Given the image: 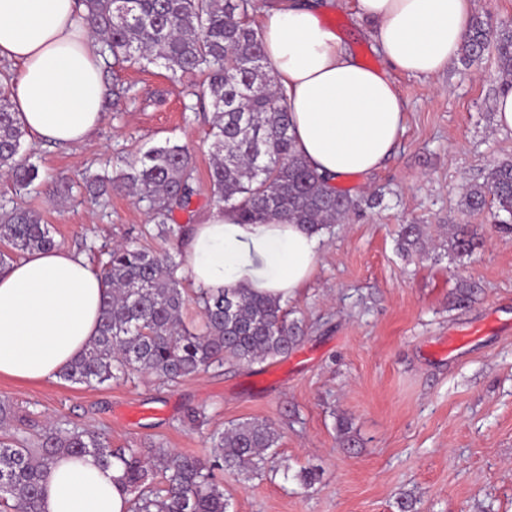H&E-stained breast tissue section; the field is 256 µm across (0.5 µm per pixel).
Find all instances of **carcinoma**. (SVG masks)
<instances>
[{
	"label": "carcinoma",
	"instance_id": "1",
	"mask_svg": "<svg viewBox=\"0 0 512 512\" xmlns=\"http://www.w3.org/2000/svg\"><path fill=\"white\" fill-rule=\"evenodd\" d=\"M89 25L101 37L115 63L162 65L171 78L198 72L213 109L210 132L211 204L238 213L243 224L286 217L311 233L344 222L356 201L310 168L294 149L283 96L273 89L272 68L256 31L248 23L252 0H82ZM495 48L505 85L512 87V26L498 29L476 18L461 49L469 66ZM12 76L0 73V172L19 193L39 179V168L21 154L27 131L13 110ZM193 168L188 149L166 143L153 146L112 174L95 175L85 190L105 194L116 187L148 203L160 232L173 212L192 204ZM494 204L496 227L512 230V160L492 166L483 182L465 188L461 219ZM422 224H407L398 245L407 257L427 252ZM0 243L14 255L49 251L58 245L51 226L31 209L14 205L0 213ZM470 224L445 231V254L463 259L481 246ZM97 273L105 284L100 336L59 378L79 384L153 375L178 383L226 363L251 366L286 359L303 336L280 300L234 291L198 290L194 303L202 324L183 321L188 295L176 272L181 262L129 244L105 251ZM475 285L462 280L451 293L458 307L471 303ZM26 422L7 400H0V426ZM281 434L269 421L231 423L208 434L209 454L176 453L162 444L150 448H114L88 428L58 426L37 443L6 434L0 439V512H41V483L57 458L90 455L103 466L118 462L121 483L131 495L130 512H230L224 486L215 471L261 476L279 447Z\"/></svg>",
	"mask_w": 512,
	"mask_h": 512
}]
</instances>
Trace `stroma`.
I'll return each instance as SVG.
<instances>
[{
	"label": "stroma",
	"mask_w": 512,
	"mask_h": 512,
	"mask_svg": "<svg viewBox=\"0 0 512 512\" xmlns=\"http://www.w3.org/2000/svg\"><path fill=\"white\" fill-rule=\"evenodd\" d=\"M324 23L364 65L384 62L373 24L344 7ZM104 117L83 144L60 147L25 140L24 155L47 182L28 201L61 245L96 263L103 247L121 242L156 252L181 250L192 225L211 209V108L202 107L201 74L172 80L160 65L106 63ZM406 122L398 146L378 171L337 181L361 204L325 231L316 271L286 302L304 340L288 359L252 366L227 364L179 383L135 376L120 383L73 384L61 379L24 384L0 378V398L33 421L78 424L104 434L113 447L163 444L181 454L208 452V431L253 418L281 434L272 475L243 480L224 474L232 512H512V233L492 230L493 215L471 216L483 245L456 260L429 252L407 259L397 248L403 224L438 235L458 222L465 185L512 158V132L495 121L503 88L498 58L453 60L434 76L397 74ZM173 142L193 156L197 193L173 215L175 237H158L145 203L122 191L97 200L84 177ZM66 181L71 192L57 190ZM477 282L470 306L448 294L458 280ZM459 338L457 348L443 342ZM204 410V428L187 409ZM351 424L342 433L341 420ZM355 447H348V439ZM320 470L302 487L298 474Z\"/></svg>",
	"instance_id": "obj_1"
}]
</instances>
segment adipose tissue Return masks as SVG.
I'll list each match as a JSON object with an SVG mask.
<instances>
[{
  "label": "adipose tissue",
  "mask_w": 512,
  "mask_h": 512,
  "mask_svg": "<svg viewBox=\"0 0 512 512\" xmlns=\"http://www.w3.org/2000/svg\"><path fill=\"white\" fill-rule=\"evenodd\" d=\"M322 0L258 10L256 31L274 69L304 161L336 181L384 166L404 130L394 74L431 76L456 57L473 0H356L373 22L384 70L368 68L321 20ZM82 0H0V59L18 69L15 109L30 136L86 142L103 119L102 58ZM321 235L275 217L239 223L212 209L184 247L191 283L287 301L314 274ZM105 287L86 258L59 246L0 269V377L56 379L98 337ZM120 465L60 459L43 482L42 512H128Z\"/></svg>",
  "instance_id": "obj_1"
}]
</instances>
